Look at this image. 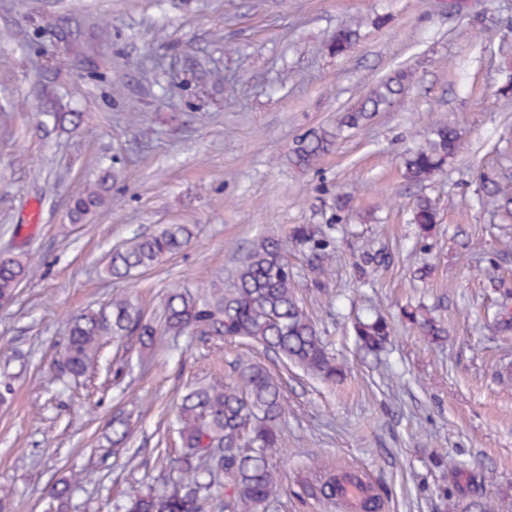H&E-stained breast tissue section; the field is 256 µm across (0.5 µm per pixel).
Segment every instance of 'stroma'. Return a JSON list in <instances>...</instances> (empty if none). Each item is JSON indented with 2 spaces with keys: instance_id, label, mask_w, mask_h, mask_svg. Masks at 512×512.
I'll return each mask as SVG.
<instances>
[{
  "instance_id": "stroma-1",
  "label": "stroma",
  "mask_w": 512,
  "mask_h": 512,
  "mask_svg": "<svg viewBox=\"0 0 512 512\" xmlns=\"http://www.w3.org/2000/svg\"><path fill=\"white\" fill-rule=\"evenodd\" d=\"M355 21L358 43L330 54L333 32ZM511 66L512 0H0V253L35 270L0 305V380L13 388L0 407V512H43L50 486L79 471L91 481L70 512H122L130 490L167 481L160 459L181 450L186 385L231 374L240 355L285 383L269 512H339L307 487L321 467L364 474L380 512H464L474 470L483 496L512 512V336L494 335L487 314L512 296V219L479 190L480 177H512V92L500 90ZM400 68L412 73L403 93L317 169L289 163L301 135L335 126ZM70 109L83 124L55 125ZM437 120L468 148L408 185L405 153ZM116 158L111 203L72 226V197ZM339 192L352 201L333 225ZM419 195L438 207L424 251L408 222ZM326 223L325 289L301 249L288 252L307 311L347 363L342 381L321 384L254 343L187 336L150 352L108 342L85 377L58 381L69 316L123 290L161 323L171 286L230 280L255 240ZM165 224L195 225L183 252L128 282L104 275L113 247ZM367 249L393 262L363 283L354 263ZM418 304L447 328L442 344L403 319ZM374 312L395 330L377 356L352 330ZM123 356L131 367L114 377ZM120 410L131 435L115 448L106 429Z\"/></svg>"
}]
</instances>
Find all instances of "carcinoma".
I'll use <instances>...</instances> for the list:
<instances>
[{"mask_svg":"<svg viewBox=\"0 0 512 512\" xmlns=\"http://www.w3.org/2000/svg\"><path fill=\"white\" fill-rule=\"evenodd\" d=\"M359 39L358 29L342 26L328 43L333 54L351 49ZM410 77L407 70L373 84L348 107L333 130L308 132L296 141L289 156L300 170L314 168L336 145L347 129L366 125L373 115L390 105L404 89ZM435 139L404 162V177L414 185L432 179L446 161L464 149L459 129L440 122ZM113 166L101 169L98 178L85 185L71 201L70 218L74 224L111 202ZM480 190L490 197L498 212L512 218V180L485 178ZM412 223L425 231L436 223L432 201L419 197L413 208ZM190 224H170L149 234H135L112 250L105 273L123 280L139 270L153 268L181 253L191 242ZM290 238L308 251L309 266L317 289L325 287L332 274L327 259L335 249V240L311 225H298ZM390 263L380 250L364 251L358 273L368 276ZM33 275V269L18 255H0V301L14 297L21 284ZM298 285L282 242L263 237L240 260L230 287L213 282L197 286L195 291L172 289L163 306L160 327L134 307L126 293L112 295L106 306L74 316L70 321L63 351L57 360L62 375L79 377L98 357L104 340L127 337L142 349L157 347L166 336H189L203 344L226 339H249L325 383H334L345 371L343 364L329 351L316 323L310 317L298 292ZM409 320L420 336L435 344L447 336V329L427 310L409 313ZM493 327L512 335V309L506 301L493 315ZM354 333L360 348L377 353L389 342L391 328L380 317L359 320ZM285 414L281 382L259 363L240 359L230 380H211L191 386L182 396L176 423L181 452L169 461L176 479L145 493L135 491L126 512H211L213 491L224 481V512H266L280 492L278 478L269 468V459L281 450L282 420ZM112 444L119 445L129 434L128 420L112 417ZM81 475L62 479L47 493L49 512H68L74 488ZM345 483L362 485L353 477L341 479L325 473L316 485L322 497L333 500Z\"/></svg>","mask_w":512,"mask_h":512,"instance_id":"carcinoma-1","label":"carcinoma"}]
</instances>
